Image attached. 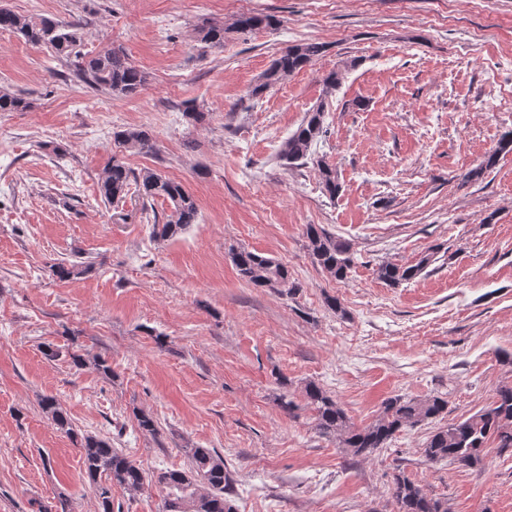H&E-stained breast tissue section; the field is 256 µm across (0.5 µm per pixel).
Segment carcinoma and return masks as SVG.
I'll list each match as a JSON object with an SVG mask.
<instances>
[{
  "mask_svg": "<svg viewBox=\"0 0 512 512\" xmlns=\"http://www.w3.org/2000/svg\"><path fill=\"white\" fill-rule=\"evenodd\" d=\"M277 24L278 20L270 14L241 13L227 28L215 23L197 29V38L209 47L222 48L229 30L245 34L271 29ZM82 28L80 21L34 17L0 7V32L12 33L31 45L48 49L65 60L74 74L89 87L122 96L135 95L142 90L146 75L129 61L123 48L104 47L91 57L81 52ZM325 51L326 46L317 42L289 45L273 60L259 83L252 87L250 96L262 97L270 88L312 66ZM30 107L31 102L24 96L0 90V112H24ZM326 133L325 106L321 103L310 109L288 135L277 159L286 169L310 162L315 164L323 192L333 200L340 194L342 185L336 169L316 151ZM115 141L127 152L156 154L152 136L143 129L118 131ZM509 152H512V131L503 133L496 150L479 165L466 171L462 180H483L486 172L496 164L499 154ZM133 184L138 187L140 197L148 203L157 199L170 202L169 214L162 218L153 216V237L168 240L197 223V204L182 182L150 168L136 173L127 166L124 158L117 155L111 157L98 181L99 195L103 202L113 204L125 198ZM304 234L312 262L337 282H347L354 263L350 242L330 234L317 224L306 225ZM231 258L239 279L254 288H265L279 294L298 288L290 281L288 268L274 257L240 249L231 252ZM430 262L431 253L428 252L412 265L382 263L375 274L384 284L396 287L415 279ZM50 270L56 279L67 281L90 272L91 266L61 260L52 264ZM68 355L77 368L90 364L105 376L112 374L108 359L102 355L90 358L82 347L74 343ZM303 393L307 407L313 412L318 432L354 457L367 458L387 447L396 434L448 413V400L441 396L417 399L395 395L383 400L369 423L357 426L336 398L317 383L306 382ZM40 408L77 445L85 473L96 490L99 512H112V487L119 486L131 494L143 490L146 473L126 453L112 447L110 440L78 432L51 396L41 399ZM135 418L141 431L153 436L158 434V423L152 414L138 411ZM491 442L501 452L512 448V385L501 386L490 405L433 431L423 445L422 455L432 465L444 462L473 468L482 464L485 450ZM185 452L190 460L188 470H169L156 477V483L166 491L165 512H236L231 499L233 478L224 459L208 448H187ZM390 491L398 512H448L443 501L429 495L422 485L403 472L393 477Z\"/></svg>",
  "mask_w": 512,
  "mask_h": 512,
  "instance_id": "1",
  "label": "carcinoma"
}]
</instances>
